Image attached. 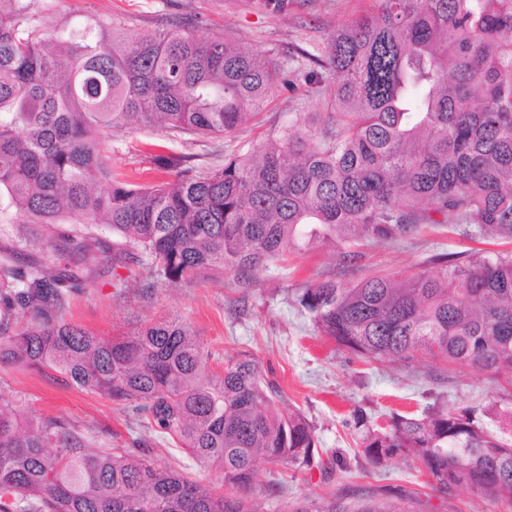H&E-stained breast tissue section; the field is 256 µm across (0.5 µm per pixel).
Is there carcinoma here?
Segmentation results:
<instances>
[{
  "instance_id": "cac0c4a2",
  "label": "carcinoma",
  "mask_w": 512,
  "mask_h": 512,
  "mask_svg": "<svg viewBox=\"0 0 512 512\" xmlns=\"http://www.w3.org/2000/svg\"><path fill=\"white\" fill-rule=\"evenodd\" d=\"M26 9L0 0V210L73 228L0 247V368L50 369L131 409L222 470L236 495L156 465L140 438L114 448L62 418L22 419L0 398V512H259L245 495L258 460L326 468L312 426L279 412L281 390L259 362L243 355L214 375L178 314L108 338L61 314L80 284L134 262L171 283L247 278L313 243L350 261L362 241L426 224L512 241V0H374L320 51L299 48L281 65L180 27L62 41ZM299 70L325 96L322 121L283 125L217 168L154 144L176 170L166 182L134 184L112 168L113 130L220 138ZM436 265L315 283L297 301L319 335L361 359L424 354L512 385V251L445 253ZM496 407L394 413L384 431L361 417L364 454L378 466L405 451L439 492L464 487L512 509V440L484 423ZM411 501L334 498L296 512H411Z\"/></svg>"
}]
</instances>
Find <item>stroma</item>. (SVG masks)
<instances>
[{
    "label": "stroma",
    "instance_id": "stroma-1",
    "mask_svg": "<svg viewBox=\"0 0 512 512\" xmlns=\"http://www.w3.org/2000/svg\"><path fill=\"white\" fill-rule=\"evenodd\" d=\"M36 25L54 38L100 29L132 40L175 26L234 40L242 49L279 61L289 49L325 44L337 29L372 0H27ZM321 90L296 73L290 89L279 90L260 112L223 138L172 140L171 151L189 165L209 168L227 155L259 147L269 131L288 122L307 124L323 111ZM160 130L123 128L104 146L114 167L137 182L169 178L151 163V143ZM476 241L428 226L397 242H370L352 263H344L331 246L319 243L293 251L258 272L250 282L208 273L178 283L153 279L148 270L122 271V284L96 283L74 291L65 321L100 336L129 332L163 313L186 317L212 355L213 373L227 359L254 356L280 387L285 406L300 411L312 425L322 450L335 452L336 463L324 471H289L286 465L259 462L252 491L263 512H295L297 505L339 497L348 502L385 499L398 492L412 495L416 512H498L486 497L463 489L444 495L412 455L399 453L380 467L364 456L356 429L357 415L373 428L386 426L392 413L421 416L445 402L456 408L481 407L498 400L507 383L472 367L450 366L418 356L410 365L369 364L316 333L297 297L309 284L333 280L350 285L373 272L397 275L429 270L440 253H466ZM0 397L14 400L26 416L53 415L112 436L118 445L133 438L146 441L152 456L188 477L221 486L219 469L196 464L174 444L146 431L135 414L85 393L52 371L0 370Z\"/></svg>",
    "mask_w": 512,
    "mask_h": 512
}]
</instances>
